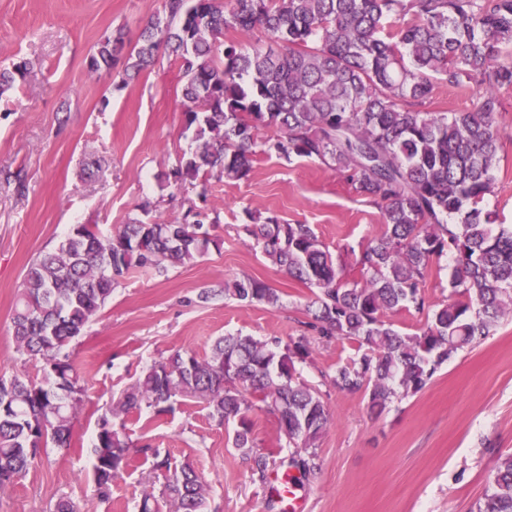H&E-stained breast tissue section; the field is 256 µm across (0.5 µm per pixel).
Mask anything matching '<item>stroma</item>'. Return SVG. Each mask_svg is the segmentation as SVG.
I'll use <instances>...</instances> for the list:
<instances>
[{
    "label": "stroma",
    "instance_id": "35a3bbf8",
    "mask_svg": "<svg viewBox=\"0 0 512 512\" xmlns=\"http://www.w3.org/2000/svg\"><path fill=\"white\" fill-rule=\"evenodd\" d=\"M163 0H0V61L27 73L0 100V376L41 379L38 364L17 353L12 316L24 272L75 225L108 234L131 219H174L200 212L214 240L195 263L132 272L68 347L81 372L86 404L74 423L75 445L50 448L14 486L0 491V512H53L59 498L78 512H138L145 490L159 487L156 457L191 462L208 482L209 512H270V487L252 479L234 446L233 425H217L205 403L178 401L172 412L129 415L130 462L104 500L94 490L92 440L99 418L151 364L177 350L206 356L228 335L288 339L302 334L312 291L256 251L242 233L251 215L308 224L333 256L352 262L384 231L380 211L318 160L258 154L247 178L211 181L206 199L166 180L195 146L184 118L178 64L160 55L133 81L123 63L96 73L88 56L101 39L123 32L134 46ZM504 147L489 198L498 221L512 225V88L500 93ZM97 163L95 179L82 177ZM20 174L24 190L5 182ZM248 275L275 288L277 306L221 296L225 280ZM213 299L201 300L204 291ZM297 363L322 393L332 423L316 443V474L298 483L302 512H469L500 454L512 452V320H501L474 348L441 364L420 392L369 414L363 394L327 381L354 354L346 342L312 340ZM151 444L156 455L143 454Z\"/></svg>",
    "mask_w": 512,
    "mask_h": 512
}]
</instances>
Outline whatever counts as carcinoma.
Returning <instances> with one entry per match:
<instances>
[{
  "instance_id": "carcinoma-1",
  "label": "carcinoma",
  "mask_w": 512,
  "mask_h": 512,
  "mask_svg": "<svg viewBox=\"0 0 512 512\" xmlns=\"http://www.w3.org/2000/svg\"><path fill=\"white\" fill-rule=\"evenodd\" d=\"M260 37H254V33ZM124 49L121 32L99 41L88 60L98 72ZM178 63L187 127L197 145L169 177L207 198L210 180H241L257 154L256 131L273 127L262 153L318 159L381 212L382 235L351 265L338 263L309 224L274 216L244 226L279 270L315 289L303 326L355 353L329 383L364 393L372 413L421 391L438 365L480 344L512 317V225L486 206L502 136L499 92L512 88V0H164L128 53L126 76L154 66L160 52ZM26 65L0 68V98ZM472 83L466 112H422L436 85ZM133 219L113 233L81 224L27 266L12 317L16 351L41 364L44 378H0V489L21 480L40 452L71 447L85 403L79 370L64 349L135 270L162 273L192 263L213 243L199 219ZM447 257L448 301L422 293ZM224 296L276 305V289L252 277L224 282ZM432 308L419 332L387 318ZM309 337L224 336L200 359L178 350L154 362L98 420L92 443L97 494L108 498L127 465L125 418L156 415L198 399L217 423H236L235 447L251 476L267 479L270 459L254 451L250 412L276 416L291 452L280 465L316 474L315 443L331 424L320 391L296 376ZM164 471L139 512H208L209 485L192 464ZM470 512H512V453L500 457Z\"/></svg>"
}]
</instances>
